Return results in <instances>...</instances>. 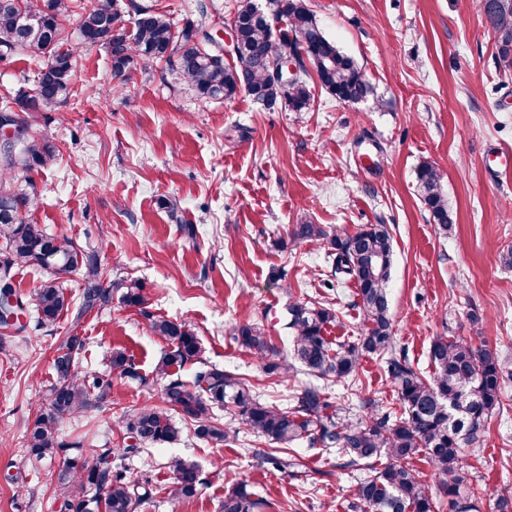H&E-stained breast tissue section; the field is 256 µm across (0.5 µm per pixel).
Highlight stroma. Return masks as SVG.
<instances>
[{"label":"stroma","mask_w":512,"mask_h":512,"mask_svg":"<svg viewBox=\"0 0 512 512\" xmlns=\"http://www.w3.org/2000/svg\"><path fill=\"white\" fill-rule=\"evenodd\" d=\"M177 24L203 25L218 41L230 35L237 0H140ZM323 34L352 56L374 96L344 105L314 93L309 110L269 109L247 94L200 100L165 67L134 72L115 90L109 54L81 43L78 16L67 22L75 61L72 96L33 113V134L54 157L19 174L38 203L26 220L95 251L112 284V301L80 313L81 272L61 276L70 299L55 325L36 324L25 309L0 353V512H58L55 487L62 458L39 459L26 431L57 380L53 359L65 336L85 343L81 374L108 375L112 387L83 415L58 426L65 457L93 461L120 448L119 416L160 400L154 377L163 343L149 330L164 317L191 325L209 364L240 374L270 404L287 405L312 384L302 370L278 377L235 343L238 324L264 327L279 357L293 351L286 327L290 301L334 308L331 337L355 339L364 317L352 282L323 286L330 268L322 245L293 240L292 225L309 221L356 231L388 225L394 240L390 312L396 349L431 374L435 337L485 344L512 363V74L499 72L493 29L481 0H305ZM430 165L443 175L455 222L441 236L419 200L416 174ZM135 280L144 303H123L120 281ZM479 323H472V316ZM131 355L141 375L114 374L113 350ZM358 398L399 412L380 356L358 371ZM505 411L488 419L463 466L479 512H494L493 494L512 485V380ZM264 439L240 429L221 442L182 431L127 459L132 478L150 477L151 498L138 512H221L224 492L246 483L267 499L265 512H353L356 477L335 449L288 447L295 468L264 462ZM200 469L199 492L171 504L169 458Z\"/></svg>","instance_id":"35a3bbf8"}]
</instances>
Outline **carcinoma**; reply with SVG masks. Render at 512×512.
<instances>
[{
	"label": "carcinoma",
	"mask_w": 512,
	"mask_h": 512,
	"mask_svg": "<svg viewBox=\"0 0 512 512\" xmlns=\"http://www.w3.org/2000/svg\"><path fill=\"white\" fill-rule=\"evenodd\" d=\"M127 7L136 15L129 34L115 36L108 31L109 24L123 17L119 0H89L78 26L84 44L101 46L109 53L117 89L125 85L131 72L146 71L163 61L202 99L228 100L244 92L265 106L283 101L291 110L302 112L313 102L309 86L313 77L342 104L357 103L374 94L362 68L325 37L303 0H268L266 11L254 0H239L237 52L228 62L217 52L210 34L200 33L194 23L187 21L180 27L168 13L135 0H129ZM482 7L497 36L498 66L505 73L512 72V0H482ZM76 8L75 0H0V62L35 56L48 65L33 87L0 97V102L14 101L23 112L17 136L0 140V238L6 253L0 262V296L13 295L17 267L48 271L49 277L30 299L16 297L17 310L33 306L41 327L54 323L70 304L56 278L59 268L84 272L80 313L112 301V288L101 284L103 271L95 253L47 233L40 224L25 221L18 206L28 210L34 198L14 182L16 170L44 167L53 158L50 146L30 134L25 114L45 112L71 97L73 56L66 47L64 23ZM269 14L286 21L275 37L263 22ZM301 36L306 38L304 62L282 89L273 82L272 72ZM417 181L421 204L437 231L448 233L454 218L442 174L423 166ZM291 236L323 244L331 276L355 284L354 306L361 309L365 320L361 336L333 347L324 332L336 320L335 311L317 301L297 299L288 304L287 328L292 332L294 359L322 384L304 387L290 409L269 405L234 373L208 364L190 326L155 319L151 330L167 345L155 368V377L163 381L161 401L124 413L121 428L143 443H173L182 433L174 420L177 415L193 427L196 437L227 440L237 428L224 426L215 417L214 408L222 407L238 424L274 444L306 441L336 449L346 459V467H373V473L360 479L354 489L355 508L362 512H436L440 497L448 498L452 512H478L475 492L460 474L461 464L468 447L479 440L488 419L500 409L502 386L512 378V369L487 345L475 347L453 336L432 341L428 358L433 374L429 377L396 350L387 291L393 255L387 225L365 224L350 233L342 227L328 230L321 224H297ZM231 338L261 361L269 375H285L294 369L288 361L274 358L271 337L256 324L234 326ZM80 345V336L73 334L57 349V381L50 389L47 406L26 436V447L39 458H53L62 451L59 421L87 410L95 392L102 393L111 385L108 379L78 374L74 353ZM371 354L385 358L387 377L402 407L399 416L364 401L362 407L370 409V414L365 419L354 418L350 407L332 402L326 391L330 382H356L362 359ZM110 364L121 376L140 378L134 360L122 351L112 353ZM187 365L196 366L191 382L181 375ZM139 452L137 445L128 444L102 449L92 464L68 460L56 497L60 512H98L101 506L104 512H137L152 493L149 479L127 476L125 460ZM422 452L437 471L436 494L413 464ZM383 456L387 462L376 467ZM167 467L172 474L170 502L193 497L200 485L198 465L173 457ZM264 506L263 500L248 492L247 484L240 483L224 493L222 512H257Z\"/></svg>",
	"instance_id": "obj_1"
}]
</instances>
